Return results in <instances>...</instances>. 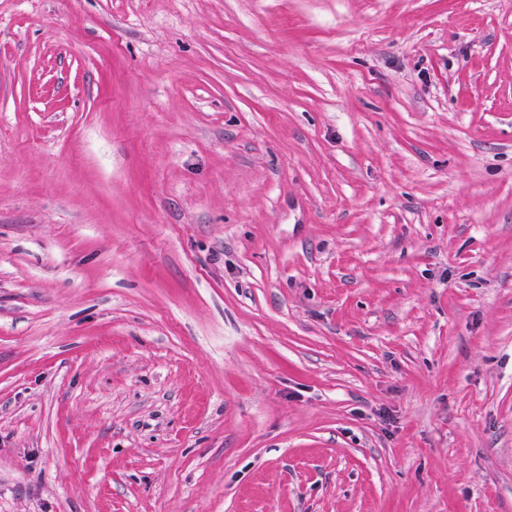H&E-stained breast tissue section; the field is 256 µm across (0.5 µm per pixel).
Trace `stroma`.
Returning a JSON list of instances; mask_svg holds the SVG:
<instances>
[{
    "label": "stroma",
    "mask_w": 512,
    "mask_h": 512,
    "mask_svg": "<svg viewBox=\"0 0 512 512\" xmlns=\"http://www.w3.org/2000/svg\"><path fill=\"white\" fill-rule=\"evenodd\" d=\"M0 512H512V0H0Z\"/></svg>",
    "instance_id": "35a3bbf8"
}]
</instances>
